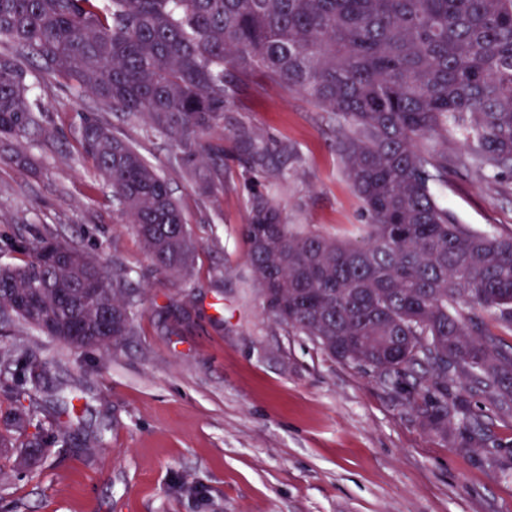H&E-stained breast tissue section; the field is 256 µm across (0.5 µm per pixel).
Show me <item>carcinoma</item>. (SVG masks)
<instances>
[{"label": "carcinoma", "mask_w": 512, "mask_h": 512, "mask_svg": "<svg viewBox=\"0 0 512 512\" xmlns=\"http://www.w3.org/2000/svg\"><path fill=\"white\" fill-rule=\"evenodd\" d=\"M0 162L28 165L19 151L53 136L36 115L23 59L126 121L166 136L187 163H206L200 189L224 185V109L236 80L255 70L332 112L336 151L367 214L365 240L338 241L286 224L274 195L254 192L244 226L264 311L313 337L333 358L398 388L422 424L469 444L481 416L448 386L470 382L491 410L512 412V345L468 308L512 331V237L455 223L434 186L448 153L420 143L459 133L465 169L512 173V0H0ZM240 146L263 167L267 148L245 131ZM79 142L112 188L155 271L185 279L195 245L167 182L130 141L96 114L81 117ZM0 314L73 348L120 349L143 304L127 271L50 230L5 236ZM97 280L89 295L82 284ZM4 393L20 402L43 367L22 358ZM74 395L62 388L6 417L20 456L66 448L61 420ZM51 424L45 441L27 429Z\"/></svg>", "instance_id": "cac0c4a2"}]
</instances>
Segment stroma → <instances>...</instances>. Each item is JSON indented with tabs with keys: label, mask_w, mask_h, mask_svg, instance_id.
Instances as JSON below:
<instances>
[{
	"label": "stroma",
	"mask_w": 512,
	"mask_h": 512,
	"mask_svg": "<svg viewBox=\"0 0 512 512\" xmlns=\"http://www.w3.org/2000/svg\"><path fill=\"white\" fill-rule=\"evenodd\" d=\"M40 121L36 168L0 163V234L51 229L120 267L145 289L143 315L121 350L82 351L21 326L48 388L82 390L72 447L18 463L0 447V512H512V417L488 412L467 385L449 386L483 417L480 442L431 433L391 384L329 356L263 310L243 233L254 190L274 188L294 228L357 240L367 222L335 147L334 116L309 96L238 82L224 114V187L203 193V165H184L164 136L123 122L64 81L28 67ZM93 112L136 145L164 178L198 244L187 283L158 276L112 190L79 145ZM266 143L268 168L249 171L233 129ZM287 179H280V171ZM438 201L472 230L512 236V176L449 166Z\"/></svg>",
	"instance_id": "stroma-1"
}]
</instances>
